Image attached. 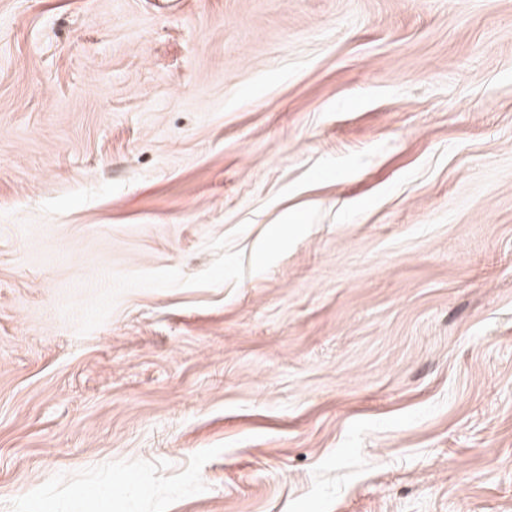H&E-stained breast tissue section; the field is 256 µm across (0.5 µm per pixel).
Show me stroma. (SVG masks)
I'll return each mask as SVG.
<instances>
[{
	"mask_svg": "<svg viewBox=\"0 0 512 512\" xmlns=\"http://www.w3.org/2000/svg\"><path fill=\"white\" fill-rule=\"evenodd\" d=\"M0 512H512V0H0Z\"/></svg>",
	"mask_w": 512,
	"mask_h": 512,
	"instance_id": "1",
	"label": "stroma"
}]
</instances>
